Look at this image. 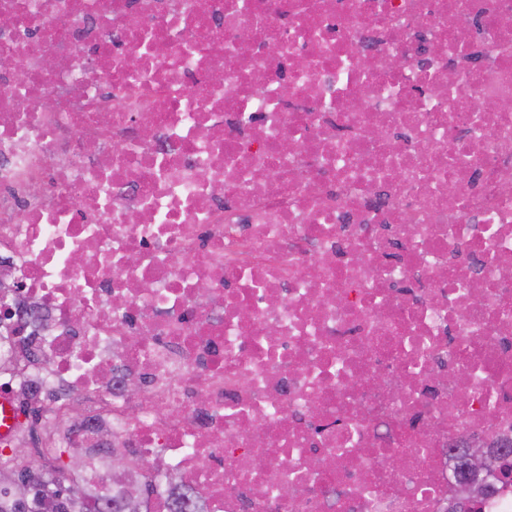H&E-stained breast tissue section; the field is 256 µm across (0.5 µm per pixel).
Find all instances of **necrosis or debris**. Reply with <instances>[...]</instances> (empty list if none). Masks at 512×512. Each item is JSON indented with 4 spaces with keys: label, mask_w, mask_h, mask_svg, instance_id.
<instances>
[{
    "label": "necrosis or debris",
    "mask_w": 512,
    "mask_h": 512,
    "mask_svg": "<svg viewBox=\"0 0 512 512\" xmlns=\"http://www.w3.org/2000/svg\"><path fill=\"white\" fill-rule=\"evenodd\" d=\"M0 16L12 439L73 389L142 512H446L451 448L512 440V0Z\"/></svg>",
    "instance_id": "4bbe7bcc"
}]
</instances>
